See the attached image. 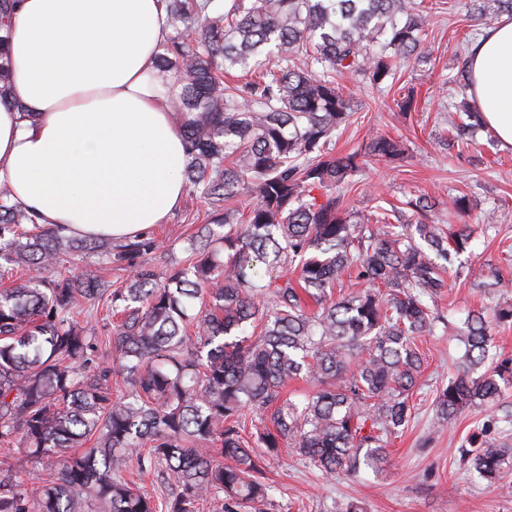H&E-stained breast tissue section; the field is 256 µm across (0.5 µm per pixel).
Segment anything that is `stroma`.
I'll use <instances>...</instances> for the list:
<instances>
[{
	"label": "stroma",
	"instance_id": "obj_1",
	"mask_svg": "<svg viewBox=\"0 0 512 512\" xmlns=\"http://www.w3.org/2000/svg\"><path fill=\"white\" fill-rule=\"evenodd\" d=\"M485 26V20L470 13L467 0H444L443 8L432 11L425 23L424 44L431 51L427 62L411 63L378 90L340 78L353 115L337 130L333 145L336 152H346L381 134L403 142V161L374 164L353 177L346 206L364 217L375 207H400L425 194L435 204L431 222L471 225L463 262L496 266L505 278L486 288L456 282L437 305L441 313L456 319L482 311L493 324L496 353L512 357V326L493 323L498 299L512 296V148L502 147L490 130L480 133L476 150L446 146L459 103L451 96L449 83ZM409 90L415 93L413 107L400 111L396 100ZM462 192L473 199L464 214L452 205L453 197ZM492 210L499 217L497 226L482 231ZM207 211L204 200L183 198L166 223L153 226L166 250L149 255L148 263L162 270L176 267L188 234L204 224ZM420 349L426 361L413 396L414 416L391 440L381 467L352 481L341 474L322 475L308 460L281 452L266 470L270 491L265 512H339L349 500L359 502L363 512H512V464L489 484L459 461L461 445L479 432L512 448V389L496 403L467 408L452 424L434 427V394L454 374L462 348L451 331L439 329L423 338Z\"/></svg>",
	"mask_w": 512,
	"mask_h": 512
}]
</instances>
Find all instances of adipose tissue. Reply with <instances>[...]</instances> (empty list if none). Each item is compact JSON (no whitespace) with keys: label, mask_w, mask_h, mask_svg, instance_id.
<instances>
[{"label":"adipose tissue","mask_w":512,"mask_h":512,"mask_svg":"<svg viewBox=\"0 0 512 512\" xmlns=\"http://www.w3.org/2000/svg\"><path fill=\"white\" fill-rule=\"evenodd\" d=\"M160 0H21L7 31L0 185L63 234L121 240L183 197L181 116L157 78ZM470 96L512 147V17L468 53Z\"/></svg>","instance_id":"adipose-tissue-1"}]
</instances>
